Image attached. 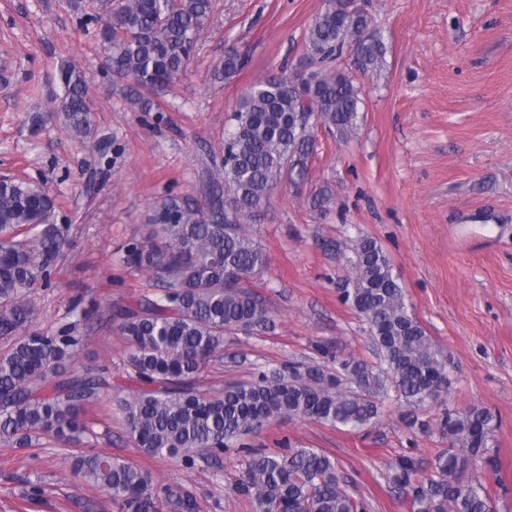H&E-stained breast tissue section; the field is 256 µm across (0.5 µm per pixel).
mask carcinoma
<instances>
[{"mask_svg":"<svg viewBox=\"0 0 512 512\" xmlns=\"http://www.w3.org/2000/svg\"><path fill=\"white\" fill-rule=\"evenodd\" d=\"M74 12L105 18L99 37L114 71L132 80L130 97L152 110L144 92L165 89L180 74L213 12V0H68ZM367 12L352 0H326L304 36V63L289 76L256 78L230 114L224 158L206 185L205 201L169 196L145 217L143 240L125 248L127 267L148 275L158 292L117 310L126 366L140 388L116 398L135 447L160 458H217L237 446L247 458L234 491L256 512H367L350 494L336 461L314 448H255L248 438L267 423L313 418L351 431L372 424L378 403L412 409L409 428L430 423L413 409L446 402L451 359L436 349L410 312L390 258L367 237L351 245L349 288L343 300L368 325L378 362L340 358L323 347L321 363L288 362L260 370L252 380L211 391L199 383L225 337L264 331L272 322L249 279L268 256L246 229L284 172L304 178L322 126L347 141L357 134L363 105L357 75L384 68L387 46ZM230 50L213 77L228 81L250 65ZM61 94L52 112L68 132L93 131L84 73L59 71ZM54 199L40 185L0 176V439L15 448L52 438L82 447L97 437L93 415L108 388L104 373L59 377L86 339L77 322L44 333L31 329V291L50 282L64 256L69 226L52 222ZM437 428L448 450L435 474L419 475L417 462L399 457L390 480L406 491L414 512H493L487 488L470 471L496 445L498 419L475 405L443 410ZM73 470L106 490L122 512H200L193 491L154 480L126 459L84 452Z\"/></svg>","mask_w":512,"mask_h":512,"instance_id":"1","label":"carcinoma"}]
</instances>
